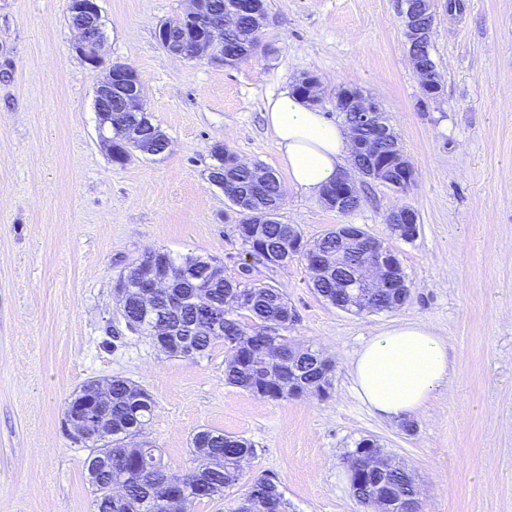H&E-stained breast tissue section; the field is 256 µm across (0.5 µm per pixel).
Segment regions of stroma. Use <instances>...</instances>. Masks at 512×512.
I'll use <instances>...</instances> for the list:
<instances>
[{
    "instance_id": "1",
    "label": "stroma",
    "mask_w": 512,
    "mask_h": 512,
    "mask_svg": "<svg viewBox=\"0 0 512 512\" xmlns=\"http://www.w3.org/2000/svg\"><path fill=\"white\" fill-rule=\"evenodd\" d=\"M437 0L432 54L443 92L423 99L397 0H268L255 53L228 68L185 59L157 39L189 0H99L104 43L84 62L68 0H0V512H94L68 399L122 377L155 401L143 435L189 470L193 434L212 429L256 450L240 483L187 512H231L272 476L295 512H365L349 454L371 439L412 474L422 512H512V0ZM133 66L166 136L160 155L113 163L95 94L113 64ZM320 81L318 108L338 120L336 92L374 96L400 133L417 179L374 181L343 215L296 187L263 115L269 96ZM280 180L284 223L305 240L356 224L394 250L411 285L402 307L355 314L324 302L300 261L268 266L247 252L239 214L211 179L215 145ZM420 216L410 243L386 218ZM222 263L226 278L284 289L290 339L335 365L327 399L264 400L224 382L227 350L170 357L127 330L115 294L151 251ZM422 323L448 345L450 375L419 412L387 419L358 396L350 364L375 333Z\"/></svg>"
}]
</instances>
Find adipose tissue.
<instances>
[{"label": "adipose tissue", "instance_id": "obj_1", "mask_svg": "<svg viewBox=\"0 0 512 512\" xmlns=\"http://www.w3.org/2000/svg\"><path fill=\"white\" fill-rule=\"evenodd\" d=\"M264 118L292 182L319 194L349 152L346 126L286 92L267 99ZM448 371L447 346L418 324L376 334L359 349L350 367L362 401L387 418L421 410L430 394L447 383Z\"/></svg>", "mask_w": 512, "mask_h": 512}]
</instances>
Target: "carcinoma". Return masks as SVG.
<instances>
[{"instance_id":"1","label":"carcinoma","mask_w":512,"mask_h":512,"mask_svg":"<svg viewBox=\"0 0 512 512\" xmlns=\"http://www.w3.org/2000/svg\"><path fill=\"white\" fill-rule=\"evenodd\" d=\"M268 13L267 0H262L260 11L241 6L233 25L224 28V40L212 49L213 58L228 67L243 60V51L254 48L259 40L261 27L259 14ZM364 138L377 149V163L391 171H399L403 154L398 132L393 138H381L378 130L370 127ZM127 143L122 135L112 133V162L124 164L130 158ZM218 166L224 168L225 189L247 194L253 200L248 212L242 214L240 225L247 226L251 236H241L250 247V255L266 265L286 267L288 262L306 260L294 252L289 261L275 252L279 244L288 243V234L301 237L291 224L275 218L267 219L265 208L269 203L283 204V194L276 175L262 185L255 181L254 165H241L236 155L224 147H216ZM322 244L330 253L332 262L340 267L338 274L312 275V288L329 305L344 311L362 312L357 305V289L344 288L337 282L358 271L365 260L364 252L356 240L343 242L340 231L332 228L322 236ZM157 262L170 275L172 292L180 303L167 311L169 335L163 337L165 353L171 357L202 356L217 343H224L229 356L224 363L225 383L239 387L257 398L279 400L303 394L326 398L333 383L334 367L327 359L309 348L294 347L283 335L295 321L294 311L281 288L266 285L246 287L222 279L206 289L224 312V324L217 330L202 321L196 308V298L201 288L185 280L181 269L189 264L212 262L210 258L180 257L169 252L153 251L144 256L129 270L127 277H135L141 268ZM376 311H391L408 302L410 295L398 289L392 294L373 289ZM127 320H137L143 331L152 328L154 315L139 310L130 298L120 305ZM292 352L293 364L281 358ZM154 400L147 389L122 378L112 379V445L90 444L85 463L101 455L112 456V470L101 474L94 487L95 512H181L184 496L178 493L176 483L188 478L185 472L168 465L160 449L146 444L131 443L153 414ZM190 453L195 463L194 490L205 497L222 496L241 479L244 464L255 456V449L247 440L221 432L203 429L191 439ZM386 479L399 492L401 506L415 507L419 489L408 472L393 464L386 470ZM355 499L371 512H381L383 506L376 499V487L370 476H365L358 487L352 489ZM235 512H291L279 485L269 477H261L250 484L245 497Z\"/></svg>"}]
</instances>
